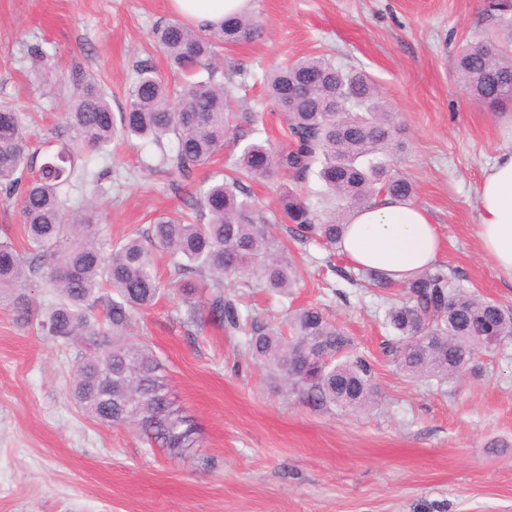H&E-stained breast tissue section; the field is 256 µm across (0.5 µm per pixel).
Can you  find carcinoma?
<instances>
[{"mask_svg":"<svg viewBox=\"0 0 512 512\" xmlns=\"http://www.w3.org/2000/svg\"><path fill=\"white\" fill-rule=\"evenodd\" d=\"M488 11L507 41L491 36L477 44L475 54L472 46L463 47L455 73L476 100L498 105L512 99V0H493ZM261 30L249 12L230 15L204 34L179 20L157 26L153 41L173 74L184 80L182 88L170 90L143 63L118 114L94 76L74 72L60 119L76 147L64 143L45 152L40 163L25 115L0 104V192L19 198L28 242L22 253L0 239V287L44 279L58 302L38 321L43 335L92 348L76 363L78 405L100 423L136 426L149 446L172 456L197 446L196 425L173 401L149 337L126 340L133 314L153 306L165 291L156 271L158 251L171 256L183 326L199 325L205 313L216 318L228 335L244 337L248 357L313 407L361 409L378 396L370 363L321 309L300 308L288 314L282 328L244 319L240 300L224 290L228 277L243 288L275 295L297 284L294 261L271 232L273 224H290L298 240L337 251L354 211L384 196L412 204L415 184L395 165L396 153L405 147L403 128L364 71L316 56L272 70L268 93L288 122L294 146L276 150L259 138L247 143L230 172L217 171L198 186L188 212L159 216L146 234L108 250L99 241L104 213L96 203L75 209L62 195L64 187L83 179L95 183V196H104L101 174L78 163L76 149L99 153L120 139L151 143L158 150L155 169L182 179L209 164L232 133L236 85L254 77L240 67L224 74L217 48L254 41ZM199 67L207 78H196ZM274 171L314 178L320 185L317 203L287 191L277 211L260 207L245 181ZM345 277L365 288L395 287L379 270L361 268ZM402 288L407 298L386 311L393 339L384 353L412 376L444 380L512 336V308L452 287L441 268L420 272ZM97 307L100 320L91 315Z\"/></svg>","mask_w":512,"mask_h":512,"instance_id":"1","label":"carcinoma"}]
</instances>
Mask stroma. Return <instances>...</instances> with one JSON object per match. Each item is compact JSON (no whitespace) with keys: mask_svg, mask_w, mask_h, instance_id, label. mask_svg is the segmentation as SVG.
Listing matches in <instances>:
<instances>
[{"mask_svg":"<svg viewBox=\"0 0 512 512\" xmlns=\"http://www.w3.org/2000/svg\"><path fill=\"white\" fill-rule=\"evenodd\" d=\"M251 10L262 36L221 52L254 74L232 102L237 139L263 129L277 147L292 144L264 71L305 56L367 71L404 128L400 167L438 227V267L453 285L512 307V284L476 237L477 190L512 144V102L475 100L452 69L461 46L492 26L486 0H251ZM174 17L168 0H0V102L34 115V140L70 141L58 119L64 93L33 70V51L47 54L51 71L92 73L117 113L141 61L168 74L150 36ZM155 154L123 143L97 156L108 192L104 245L185 208L201 181L149 171ZM248 188L273 210L282 189L311 199L318 185L279 171ZM273 233L300 270L292 294L242 291L232 279L225 288L241 294L243 314L273 324L290 308H323L372 362L377 402L359 411L307 405L218 322L183 327L171 289L129 328L131 341L150 338L176 404L198 426V447L170 456L134 426L100 423L77 407L79 351L39 331L35 317L53 295L34 278L0 288V512H512V336L447 380L409 377L382 353L387 302L401 289L353 285L343 256L295 240L283 225ZM20 293L32 321L16 316Z\"/></svg>","mask_w":512,"mask_h":512,"instance_id":"1","label":"stroma"}]
</instances>
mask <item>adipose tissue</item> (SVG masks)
Listing matches in <instances>:
<instances>
[{
    "instance_id": "adipose-tissue-1",
    "label": "adipose tissue",
    "mask_w": 512,
    "mask_h": 512,
    "mask_svg": "<svg viewBox=\"0 0 512 512\" xmlns=\"http://www.w3.org/2000/svg\"><path fill=\"white\" fill-rule=\"evenodd\" d=\"M250 0H169L188 24L205 27L245 11ZM477 238L498 277L512 283V146L484 170L477 193ZM356 267L383 271L402 283L434 266L441 251L437 228L426 212L390 198L359 209L340 244Z\"/></svg>"
}]
</instances>
